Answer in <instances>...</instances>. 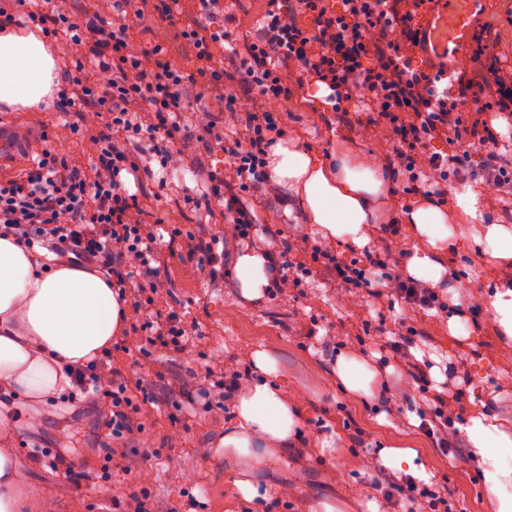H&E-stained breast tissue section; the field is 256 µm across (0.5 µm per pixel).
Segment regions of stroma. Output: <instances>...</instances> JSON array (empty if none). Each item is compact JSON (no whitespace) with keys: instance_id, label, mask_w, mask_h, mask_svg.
Returning <instances> with one entry per match:
<instances>
[{"instance_id":"stroma-1","label":"stroma","mask_w":512,"mask_h":512,"mask_svg":"<svg viewBox=\"0 0 512 512\" xmlns=\"http://www.w3.org/2000/svg\"><path fill=\"white\" fill-rule=\"evenodd\" d=\"M262 0H224V10L208 18L211 29H224L237 45L253 41L260 27ZM447 21L435 38L447 40L451 20L468 13L474 22L491 25L502 63H512V0H447ZM192 9L178 6L173 20L153 12L130 24L129 41L134 51L162 45L188 73L198 61L193 46L181 38ZM288 138L301 149L324 159L335 158L344 147L354 146L371 158L381 151L379 134L369 126L367 113L353 115L351 123L324 111L313 89H299L288 104ZM47 127V142H33L19 149L6 174L16 177L35 162L43 147L62 153L70 164L85 168L91 154L80 136L60 127L54 107L8 112L0 108V124L25 130L36 122ZM130 153L143 168L149 192L160 200H147L140 215L143 223L164 219L198 238L229 234L227 224L214 223L201 196L195 169H224L227 159L216 146L187 144L178 162L184 178L178 188L159 190L153 180L160 166L153 144L145 136L130 139ZM249 197L261 223L280 233L289 244L286 258L303 260L298 237L310 232L302 210L288 190L252 189ZM449 217L457 229L456 241L445 255L447 266L459 273L460 282L473 287L503 278L505 269L485 264L469 245L471 221L450 206ZM369 247L387 255L391 275L404 273L413 251L407 226L397 235L369 233ZM222 286L208 284L207 267L186 256L164 259L163 312H175L192 329L193 340L183 350L151 348L112 352L110 360L131 381L137 382L131 397L140 412V432L113 437L108 423L110 400L89 392L78 399L33 402L11 398V418L0 426V449H9L30 491L26 512H43L44 498H51L53 512H113L120 502L133 512L144 501L147 512H248L230 480V462L214 457L213 450L234 420V405L215 385L225 371L247 364L257 350L270 352L278 361L277 382L299 402L302 439L280 452L273 463L255 470L263 495L261 512H315L318 503L340 502L342 512H384L386 503L375 497L372 484L381 478L380 453L391 441L404 439L419 451L420 468L414 476L444 485L449 512H493L472 460L460 440L453 453L444 455L419 428L417 410L422 394L409 380L390 383L373 398L343 392L336 382L339 351H358L392 357L387 343L395 330V317L417 330L413 348L420 358L435 357L442 366L464 367L469 376L463 398L455 411L459 424L483 410L512 420V344L503 343L490 313L476 307L468 312L474 329L464 339L449 335L446 318L432 311L390 307L387 298L370 296L367 289L344 291L325 286L322 279L287 285L283 295L270 300L245 299L232 275L231 256L236 243H228ZM205 388L206 401L186 407L182 389ZM122 453L120 466L107 459L109 449ZM85 472L81 485L70 484L65 467Z\"/></svg>"}]
</instances>
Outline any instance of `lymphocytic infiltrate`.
<instances>
[{
  "mask_svg": "<svg viewBox=\"0 0 512 512\" xmlns=\"http://www.w3.org/2000/svg\"><path fill=\"white\" fill-rule=\"evenodd\" d=\"M87 2L88 9L78 15L65 8L64 0H0V29L17 24L15 8L20 5L43 35L68 33L75 48V74L58 87L56 107L64 126L83 133L93 150L88 171L46 148L25 177L0 179V236L102 273L121 289L134 269H142L145 280L137 292L147 306L143 327L150 332L149 343L183 348L190 331L175 313L163 317L153 309L160 295L161 249L180 234L172 230L164 236L160 224L137 220L140 196L125 184L139 180L141 167L126 143L130 135H147L163 171L158 185L167 187V172L187 143L186 115L197 111L202 99L198 80L206 76L225 109H234L241 100L250 104L243 139L225 138L214 113H206L198 124L199 140L215 142L228 158L227 168L209 171L201 183L203 198L216 203L232 235L186 243L189 254L211 264V281L224 277L221 248L231 238L266 258L268 298L282 295L288 282L325 272L333 288H366L376 298L447 312L436 287L390 276L385 262L371 250L363 258H348L304 234L300 242L309 262H281L276 232L260 226L244 194L267 182L269 151L288 136V115L280 107L308 77L326 87L333 111L350 105L369 113L371 123L386 134L384 168L401 177L406 193L447 204L448 194L434 172L472 169L471 151L476 148L484 153L487 179L500 195L511 197L512 148L501 142L492 121L501 118L512 127V68L498 65L488 29L474 36L467 70L448 92L438 88L448 77V59L429 52L424 24L427 15L436 13L437 0H266L260 32L247 45L238 75L228 78L213 67L226 33L200 23L182 30L202 63L192 75L163 47L133 51L127 25L105 22L94 8L96 0ZM88 109L101 118L102 128L79 124ZM137 109L149 112V123L134 122ZM436 141L447 144V155L431 151ZM391 346L398 358L396 373H407L421 384L422 431L441 453H448V431L454 424L450 407L463 396L458 371H450L440 390H433L423 362L406 339ZM111 383L112 433L121 437L133 433L138 409L120 370H113ZM373 488L385 500L403 502L407 512H415L422 502L429 512H443L448 506L442 489L406 474L384 473Z\"/></svg>",
  "mask_w": 512,
  "mask_h": 512,
  "instance_id": "obj_1",
  "label": "lymphocytic infiltrate"
}]
</instances>
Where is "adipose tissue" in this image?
Masks as SVG:
<instances>
[{
	"instance_id": "adipose-tissue-1",
	"label": "adipose tissue",
	"mask_w": 512,
	"mask_h": 512,
	"mask_svg": "<svg viewBox=\"0 0 512 512\" xmlns=\"http://www.w3.org/2000/svg\"><path fill=\"white\" fill-rule=\"evenodd\" d=\"M58 53L39 29L0 31V105L25 109L50 97L60 83ZM274 184L294 189L308 223L323 238L365 247L367 225L376 223L385 183L376 167L359 154H342L327 163L292 142H280L270 152ZM456 204L477 219L470 244L480 257L512 259V225L482 223L481 199L471 187L455 194ZM417 242L406 273L434 287L455 290L441 254L454 238L443 207L424 200L401 210ZM234 270L244 297H262L269 283L264 257L245 249ZM130 312L128 301L102 274L78 265L44 260L12 240L0 237V385L30 399L59 397L71 388L68 367L100 357L112 345ZM256 376L236 399L237 423L226 430L220 447L225 455L260 463L273 444L288 446L299 438L300 408L274 383L277 361L255 351ZM336 379L347 392L366 398L378 388L373 363L349 355L336 360ZM467 455L478 461L484 491L495 512H512V431L506 421L474 413L460 429Z\"/></svg>"
}]
</instances>
